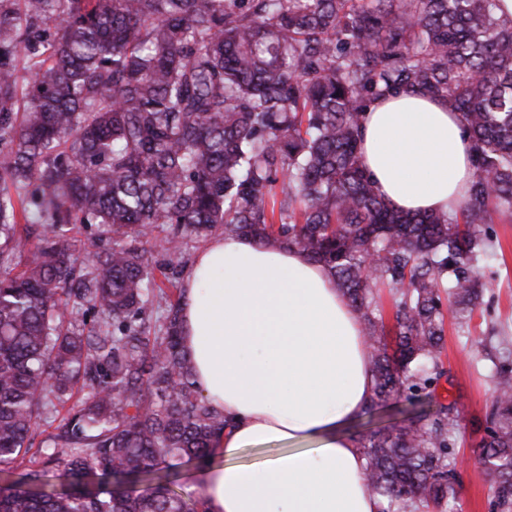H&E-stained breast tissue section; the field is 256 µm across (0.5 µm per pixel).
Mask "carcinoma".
Here are the masks:
<instances>
[{
    "label": "carcinoma",
    "instance_id": "1",
    "mask_svg": "<svg viewBox=\"0 0 512 512\" xmlns=\"http://www.w3.org/2000/svg\"><path fill=\"white\" fill-rule=\"evenodd\" d=\"M495 6L0 0V464L35 447L64 479L0 487V512L188 509L169 470L209 463L227 424L196 387L180 302L155 282L160 265L182 273L192 235H247L325 266L362 320L371 406L445 374L443 300L471 320L492 288L486 226L512 218V17ZM399 91L446 101L472 139L454 214L406 213L361 169L363 111ZM31 205L49 224L24 258ZM492 381L479 461L512 512V367ZM76 388L85 397L44 434ZM455 433L447 407L359 441L386 512H457Z\"/></svg>",
    "mask_w": 512,
    "mask_h": 512
}]
</instances>
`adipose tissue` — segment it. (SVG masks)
<instances>
[{
  "mask_svg": "<svg viewBox=\"0 0 512 512\" xmlns=\"http://www.w3.org/2000/svg\"><path fill=\"white\" fill-rule=\"evenodd\" d=\"M360 162L409 213L453 211L473 144L445 102L402 92L363 113ZM183 343L202 395L231 425L191 489L206 512H383L351 426L373 397L361 322L322 265L294 247L217 237L182 283ZM279 445L255 464L241 453Z\"/></svg>",
  "mask_w": 512,
  "mask_h": 512,
  "instance_id": "ef3b65f1",
  "label": "adipose tissue"
}]
</instances>
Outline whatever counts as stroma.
Here are the masks:
<instances>
[{"label": "stroma", "instance_id": "stroma-1", "mask_svg": "<svg viewBox=\"0 0 512 512\" xmlns=\"http://www.w3.org/2000/svg\"><path fill=\"white\" fill-rule=\"evenodd\" d=\"M493 255L480 268L492 288L467 327L454 316L445 318L441 359L445 376L413 401L399 399L363 415L353 428L362 437L383 426L407 424L412 413L435 417L453 407L456 436L452 455L460 459L458 512H499L473 449L484 437L486 415L494 397L493 366L512 364V221L495 217L490 226Z\"/></svg>", "mask_w": 512, "mask_h": 512}]
</instances>
